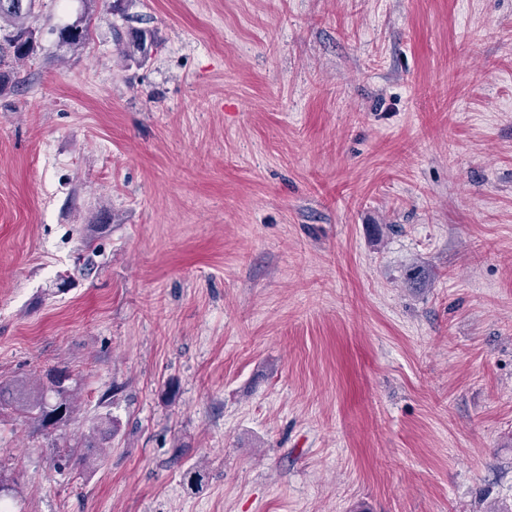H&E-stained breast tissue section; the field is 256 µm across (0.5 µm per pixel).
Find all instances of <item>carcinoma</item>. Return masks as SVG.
Returning <instances> with one entry per match:
<instances>
[{
  "label": "carcinoma",
  "mask_w": 512,
  "mask_h": 512,
  "mask_svg": "<svg viewBox=\"0 0 512 512\" xmlns=\"http://www.w3.org/2000/svg\"><path fill=\"white\" fill-rule=\"evenodd\" d=\"M42 0H0V24L8 29L0 37V63L9 57L17 64L25 63L33 56L37 48V30L29 25L36 8ZM115 41L123 46V53L128 60L139 62L148 52V42L154 34L149 30L125 29L112 24ZM59 44L73 51L85 47L89 39V23L84 16L77 17L71 23H65L52 29ZM55 402L48 400V389L36 385L18 383L11 386L0 385V409L36 413L42 425H57L68 420L73 413L70 395L62 386V378L54 381Z\"/></svg>",
  "instance_id": "carcinoma-1"
}]
</instances>
